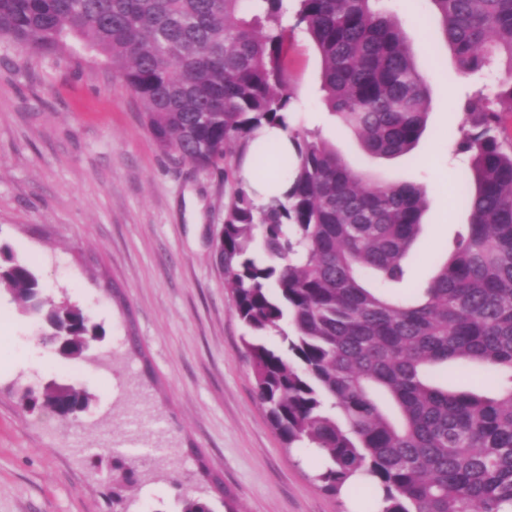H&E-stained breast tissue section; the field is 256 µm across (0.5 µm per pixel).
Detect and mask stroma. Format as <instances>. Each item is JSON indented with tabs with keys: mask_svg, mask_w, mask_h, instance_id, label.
Returning a JSON list of instances; mask_svg holds the SVG:
<instances>
[{
	"mask_svg": "<svg viewBox=\"0 0 512 512\" xmlns=\"http://www.w3.org/2000/svg\"><path fill=\"white\" fill-rule=\"evenodd\" d=\"M401 21L429 87L427 126L406 156H363L321 100L320 56L302 29L286 42L297 128L320 133L366 173L424 186L427 211L411 259L426 283L469 219L456 205L463 167L453 153L458 102L500 71L462 75L441 40L430 0H379ZM143 109L116 73L81 49L41 56L0 42V248L35 268L47 295L89 312L106 332L110 367L59 359L32 319L0 293V512H112V449L139 465L172 450L178 482L124 488L129 512H177L202 486L200 463L224 476L214 512H350L321 489L315 449L287 451L259 403L215 235L237 183L236 157L199 170L163 154ZM123 288L124 315L104 297ZM136 330L144 357L128 352ZM87 391L88 412L63 423L28 411L23 387L50 382Z\"/></svg>",
	"mask_w": 512,
	"mask_h": 512,
	"instance_id": "stroma-1",
	"label": "stroma"
}]
</instances>
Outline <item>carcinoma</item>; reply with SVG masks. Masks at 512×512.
I'll list each match as a JSON object with an SVG mask.
<instances>
[{"label": "carcinoma", "mask_w": 512, "mask_h": 512, "mask_svg": "<svg viewBox=\"0 0 512 512\" xmlns=\"http://www.w3.org/2000/svg\"><path fill=\"white\" fill-rule=\"evenodd\" d=\"M376 0H0V38L38 54L78 38L143 107L160 150L211 169L256 131L288 133L286 189L259 206L238 184L214 255L260 404L286 448L311 445L321 488L350 482L377 512H512V0H431L464 75L507 76L469 103L455 151L467 157L457 203L469 213L427 285L390 295L421 233L426 191L353 168L326 140L292 127L289 17L321 58V91L361 151L409 153L429 89L400 22ZM275 150L258 152L265 170ZM82 356L105 336L79 306L44 296L36 271L7 255L0 290ZM502 378L452 390L436 371ZM180 512H213L186 494Z\"/></svg>", "instance_id": "cac0c4a2"}]
</instances>
